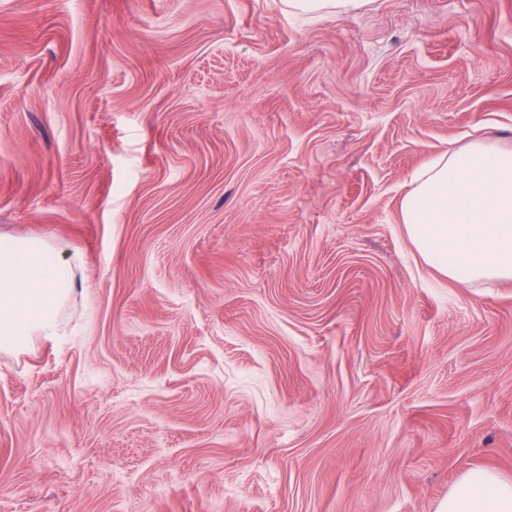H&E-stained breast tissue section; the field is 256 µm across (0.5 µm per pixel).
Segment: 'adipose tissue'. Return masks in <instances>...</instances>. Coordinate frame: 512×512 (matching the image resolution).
Wrapping results in <instances>:
<instances>
[{
  "label": "adipose tissue",
  "instance_id": "obj_1",
  "mask_svg": "<svg viewBox=\"0 0 512 512\" xmlns=\"http://www.w3.org/2000/svg\"><path fill=\"white\" fill-rule=\"evenodd\" d=\"M405 234L442 276L512 280V148L475 141L439 155L411 179L401 201ZM77 256L62 241L0 236V352L60 335L75 294ZM436 512H512V482L474 469Z\"/></svg>",
  "mask_w": 512,
  "mask_h": 512
}]
</instances>
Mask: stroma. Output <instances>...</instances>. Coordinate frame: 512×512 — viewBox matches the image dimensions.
I'll use <instances>...</instances> for the list:
<instances>
[{
  "label": "stroma",
  "instance_id": "35a3bbf8",
  "mask_svg": "<svg viewBox=\"0 0 512 512\" xmlns=\"http://www.w3.org/2000/svg\"><path fill=\"white\" fill-rule=\"evenodd\" d=\"M512 148V0H0V235L65 336L0 352V512H436L512 480V280L400 204ZM374 0H284L288 12L295 15L326 16L349 11H360ZM436 512H512V482L488 469H474L449 490Z\"/></svg>",
  "mask_w": 512,
  "mask_h": 512
}]
</instances>
